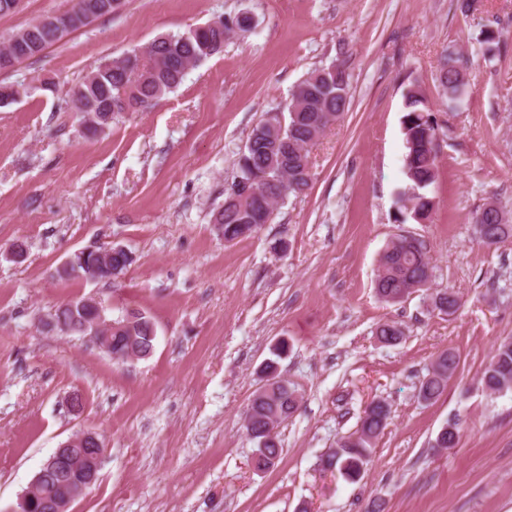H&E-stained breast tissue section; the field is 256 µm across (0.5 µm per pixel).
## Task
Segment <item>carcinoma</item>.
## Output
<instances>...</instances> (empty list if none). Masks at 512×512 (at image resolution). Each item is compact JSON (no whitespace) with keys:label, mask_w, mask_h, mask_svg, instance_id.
Listing matches in <instances>:
<instances>
[{"label":"carcinoma","mask_w":512,"mask_h":512,"mask_svg":"<svg viewBox=\"0 0 512 512\" xmlns=\"http://www.w3.org/2000/svg\"><path fill=\"white\" fill-rule=\"evenodd\" d=\"M91 16L80 18L75 12L53 17L46 25L35 20L16 32L0 49V70L14 67L16 46L21 45L25 59L39 56L68 33L92 21L112 14L109 0H95ZM249 17L221 16L211 23L156 39L142 49L114 58L99 65L75 92L76 109L92 133L104 131L117 112L144 110L151 102L177 88L189 69L221 53L226 38L238 29L247 30ZM467 62L455 51L442 55L439 63V83L448 101L460 100L459 92L466 77ZM350 104V73L346 61L336 59L329 65L308 74L296 87L287 107L285 125L260 120L252 129L238 160L234 182L248 181L259 195L241 202L226 195L224 204L214 213L213 223L224 228V237L233 241L256 233L265 223L266 209L274 208L290 195L304 194L310 182L299 176L300 160L310 161L309 143L348 110ZM405 135V174L409 192L404 194L403 207L417 220L428 218L433 200L427 189L436 177V141L441 127L432 118L421 89L414 86L405 95L403 120ZM502 209L485 203L478 207L474 224H483L486 235L498 244L512 239V222L501 221ZM430 280V267L423 244L412 236L398 235L387 244L379 264L375 290L385 303H398L400 297L416 288H424ZM434 309L451 315L460 304L459 296L447 289L432 297ZM58 334L84 337L93 324L101 321L96 309L80 305V301L61 306L54 312ZM112 348L106 353L112 360L123 363L129 348L148 356L154 348L155 324L142 313L125 314L113 320ZM376 336L385 344H397L404 331L396 322L377 327ZM459 366L456 353L444 350L434 359L428 375L420 382L418 398L423 402L437 400ZM274 362L266 364L264 372L271 376L273 387H259L253 394L245 418V432L256 443L254 468H273L281 455L277 429L290 419L299 407L294 387L275 375ZM484 388L492 394L512 391V339L494 345L490 361L482 378ZM390 416L389 405L382 400L368 403L359 418L358 428L336 443V448L321 455L319 466L324 471L337 472L345 479L357 482L366 472L371 448L384 431ZM460 419L448 421L437 433V448H453L459 440ZM90 454L88 447L74 450L73 464L43 466L37 473L38 493L26 502L24 512H56L58 504L82 497L81 487L87 485V474L79 460L80 454Z\"/></svg>","instance_id":"carcinoma-1"}]
</instances>
